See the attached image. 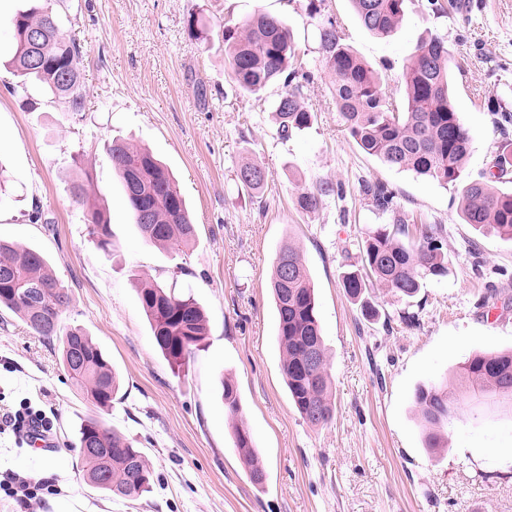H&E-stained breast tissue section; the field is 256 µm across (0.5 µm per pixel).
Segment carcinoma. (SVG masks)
<instances>
[{
  "mask_svg": "<svg viewBox=\"0 0 512 512\" xmlns=\"http://www.w3.org/2000/svg\"><path fill=\"white\" fill-rule=\"evenodd\" d=\"M365 29L388 38L397 30L406 0H351ZM324 0H310L311 16L319 17L318 53L331 78V91L346 129L357 147L390 168L410 171L440 185L456 182L470 154L471 138L451 99L448 43L432 36L418 46L404 66L396 88L383 85L379 73L344 42L337 21L322 13ZM69 13H58L32 0L30 7L13 20L16 51L11 73L39 83L65 104V111L84 110L86 89L80 71L81 45L67 35ZM40 33L38 54L32 64L28 32ZM230 76L236 88L256 93L274 84L283 91L274 102L278 134L286 139L316 120L304 102V89L314 73L298 66L293 34L278 17L255 13L235 26L221 30ZM106 153L118 172L134 223L145 242L179 250L195 239L185 199L167 168L147 149L114 138ZM236 177L243 186L260 191L266 183L258 165H242ZM330 186L303 189L296 197L305 212L316 211ZM376 208L396 210L394 194L383 184L367 187ZM462 219L467 224L490 227L512 240V190L473 181L462 188ZM90 233L98 245H112L104 212L86 213ZM445 228L426 224L415 242H404L385 227L373 231L361 246L362 270L343 276L346 295L363 302L367 316L375 314L365 294L380 284L395 294L411 297L425 280L448 273L443 250ZM270 288L277 311V336L281 369L288 393L301 417L312 426H325L334 417L329 396V359L321 333L314 284L300 251L284 245L273 263ZM158 350L172 368L188 364L193 350L205 339L208 325L204 311L191 295H178L157 283L147 282L138 292ZM70 304L69 288L54 274L44 256L32 249L0 240V309L20 317L30 331L57 341L63 367L86 399L99 409L112 407L119 381L111 363L83 329L62 325ZM321 353L320 362L305 368L306 345ZM462 382L479 402L507 400L512 389V350L476 352L463 367ZM224 404L233 421L236 447L249 467L253 483L265 480L250 433L239 419L240 406L233 383L223 381ZM429 448H438V429L454 412V404L442 387L421 388L415 394ZM87 481L97 489L124 499H136L150 491L152 470L147 458L120 432L100 419H89L76 431Z\"/></svg>",
  "mask_w": 512,
  "mask_h": 512,
  "instance_id": "cac0c4a2",
  "label": "carcinoma"
}]
</instances>
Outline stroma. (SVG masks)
<instances>
[{
  "mask_svg": "<svg viewBox=\"0 0 512 512\" xmlns=\"http://www.w3.org/2000/svg\"><path fill=\"white\" fill-rule=\"evenodd\" d=\"M309 0H51L75 10L68 33L83 48L86 108L66 112L34 84L7 72L12 23L28 0H0V238L40 250L70 290L65 326L84 328L110 358L122 388L109 410L87 402L58 351L0 311V410L42 413L51 449L33 456L24 432L0 427V512H512V405H479L458 372L474 353L512 349V241L464 223L462 186L488 180L493 159L512 147V0H469L460 12L407 0L388 38L359 23L350 0H326L345 41L396 84L429 36L444 38L454 103L472 139L458 183L443 186L384 165L349 136L320 63ZM282 18L315 77L305 94L317 119L281 138L274 85L240 92L228 79L218 39H195L198 14L211 28L254 12ZM126 138L148 147L172 173L196 226L180 251L145 243L104 145ZM245 161L267 174L262 192L235 178ZM90 180L112 233L99 250L73 183ZM375 183L396 196L377 210ZM333 186L318 210L296 205L299 189ZM407 222L446 231L448 274L411 298L370 290L376 316L345 294L342 276L358 245L381 225ZM297 246L316 288L336 413L323 427L295 409L281 372L269 280L285 244ZM154 280L191 292L209 333L185 370L157 350L137 288ZM238 389L242 419L266 473L254 484L235 445L222 378ZM443 385L455 411L443 445L429 449L414 403L418 388ZM98 418L141 449L152 489L112 497L84 479L75 432ZM26 480L37 498L9 496Z\"/></svg>",
  "mask_w": 512,
  "mask_h": 512,
  "instance_id": "stroma-1",
  "label": "stroma"
}]
</instances>
